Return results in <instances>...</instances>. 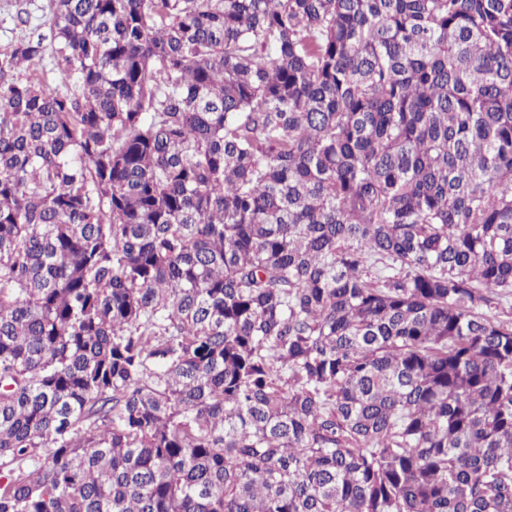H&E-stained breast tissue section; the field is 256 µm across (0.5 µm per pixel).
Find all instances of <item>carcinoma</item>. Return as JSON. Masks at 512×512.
I'll return each mask as SVG.
<instances>
[{
    "label": "carcinoma",
    "instance_id": "1",
    "mask_svg": "<svg viewBox=\"0 0 512 512\" xmlns=\"http://www.w3.org/2000/svg\"><path fill=\"white\" fill-rule=\"evenodd\" d=\"M49 11L0 51V512H512V0Z\"/></svg>",
    "mask_w": 512,
    "mask_h": 512
}]
</instances>
